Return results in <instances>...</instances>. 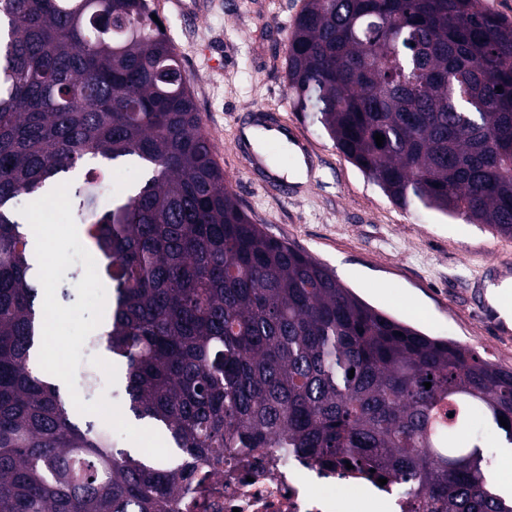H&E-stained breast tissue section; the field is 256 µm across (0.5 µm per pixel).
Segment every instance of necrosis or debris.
<instances>
[{"mask_svg": "<svg viewBox=\"0 0 512 512\" xmlns=\"http://www.w3.org/2000/svg\"><path fill=\"white\" fill-rule=\"evenodd\" d=\"M205 512H347L355 497H373L384 512H408L396 484L380 485L320 468L305 456L264 449L251 464L225 461L200 490Z\"/></svg>", "mask_w": 512, "mask_h": 512, "instance_id": "necrosis-or-debris-1", "label": "necrosis or debris"}]
</instances>
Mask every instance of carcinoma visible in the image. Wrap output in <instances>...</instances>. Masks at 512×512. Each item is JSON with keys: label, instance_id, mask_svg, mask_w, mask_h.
I'll list each match as a JSON object with an SVG mask.
<instances>
[{"label": "carcinoma", "instance_id": "cac0c4a2", "mask_svg": "<svg viewBox=\"0 0 512 512\" xmlns=\"http://www.w3.org/2000/svg\"><path fill=\"white\" fill-rule=\"evenodd\" d=\"M152 14L0 0V512H176L212 461L276 447L427 512H512L472 432L512 444V370L370 306L256 223ZM285 68L293 110L396 205L512 236L511 20L482 0H303ZM86 160L145 173L106 210L90 178L69 197L112 285L92 343L122 358L128 410L178 463L74 422L34 356L43 306L14 204Z\"/></svg>", "mask_w": 512, "mask_h": 512}]
</instances>
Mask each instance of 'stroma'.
Instances as JSON below:
<instances>
[{"instance_id":"35a3bbf8","label":"stroma","mask_w":512,"mask_h":512,"mask_svg":"<svg viewBox=\"0 0 512 512\" xmlns=\"http://www.w3.org/2000/svg\"><path fill=\"white\" fill-rule=\"evenodd\" d=\"M185 21L168 0H153L210 134L214 155L239 205L268 234L307 252L367 303L431 336L476 349L512 369V328L491 305L465 295L512 281V237L425 208L403 209L345 158L318 126L288 105L287 38L302 0H206ZM274 110L305 139L308 179L290 196L259 187L235 148L240 120ZM103 385L79 386L84 401L124 403L125 375L104 347H83Z\"/></svg>"}]
</instances>
